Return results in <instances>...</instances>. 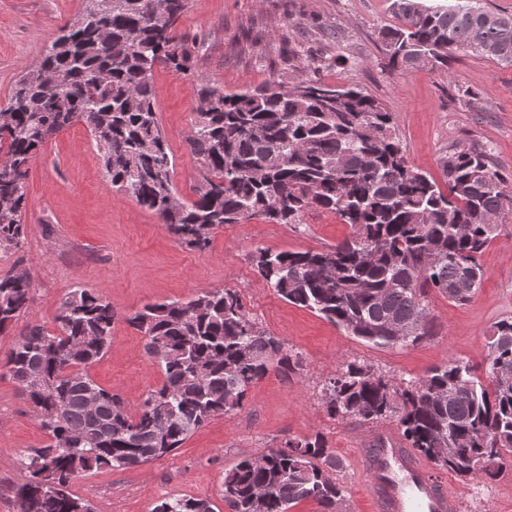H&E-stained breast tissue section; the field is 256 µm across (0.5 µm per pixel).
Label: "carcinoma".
I'll return each instance as SVG.
<instances>
[{"label": "carcinoma", "mask_w": 512, "mask_h": 512, "mask_svg": "<svg viewBox=\"0 0 512 512\" xmlns=\"http://www.w3.org/2000/svg\"><path fill=\"white\" fill-rule=\"evenodd\" d=\"M162 17L145 19V0H88L84 23L45 46L0 107V251L22 247V212L30 164L54 134L83 124L101 153L113 189L152 211L183 245L210 246L215 230L264 218L298 224L323 209L350 225L351 236L325 250L253 256L257 274L288 302L309 309L373 347L415 345L435 336L428 296L467 302L483 278L478 256L496 238L483 217L505 209L506 180L486 152L467 149L440 161L444 184L411 169L393 115L363 91L300 78L301 90L267 85L212 98L199 89L187 135L202 164L198 198L178 208L173 156L155 106L152 72L188 69L195 45L175 33L186 0H159ZM400 24L381 32L389 65L419 55L448 65V52L472 51L512 64V16L483 24L470 4L394 0ZM57 74L61 82L47 83ZM469 280L471 288L453 292ZM32 283L0 277V333L30 306ZM115 312L100 292L81 286L61 301L56 329L29 325L0 358L36 410L48 442L17 458L26 481L22 512H93L70 490L75 476L127 469L162 458L209 420L242 408L268 374L283 379L303 361L288 343L252 319L238 291L205 289L188 302L147 304L127 318L146 337L162 383L128 407L86 367L107 353ZM420 324L398 340L393 327ZM101 397L87 410L89 392ZM331 417L397 421L407 444L460 477L497 476L512 457V321L495 325L485 375L458 361L400 382L350 362L323 388ZM333 453L316 433L289 437L261 458L224 471L230 512H290L311 500L331 508L344 488L330 475ZM153 512H213L199 498H169Z\"/></svg>", "instance_id": "cac0c4a2"}]
</instances>
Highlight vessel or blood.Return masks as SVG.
Returning a JSON list of instances; mask_svg holds the SVG:
<instances>
[{
    "mask_svg": "<svg viewBox=\"0 0 512 512\" xmlns=\"http://www.w3.org/2000/svg\"><path fill=\"white\" fill-rule=\"evenodd\" d=\"M371 512H461L447 481L392 428L371 430L355 451Z\"/></svg>",
    "mask_w": 512,
    "mask_h": 512,
    "instance_id": "1",
    "label": "vessel or blood"
}]
</instances>
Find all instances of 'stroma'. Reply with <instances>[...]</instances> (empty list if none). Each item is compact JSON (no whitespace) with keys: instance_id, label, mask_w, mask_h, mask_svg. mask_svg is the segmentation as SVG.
<instances>
[{"instance_id":"obj_1","label":"stroma","mask_w":512,"mask_h":512,"mask_svg":"<svg viewBox=\"0 0 512 512\" xmlns=\"http://www.w3.org/2000/svg\"><path fill=\"white\" fill-rule=\"evenodd\" d=\"M86 0H0V105L26 66L72 22ZM394 0H188L176 24L196 49L189 69L153 70L160 127L175 158L171 178L186 200L197 198L200 163L187 135L202 80L236 93L271 83L317 77L353 86L392 113L412 169L441 179L442 156L485 149L512 194V65L457 52L447 66L394 70L380 32L398 25ZM20 250L0 252V277L35 269L29 309L0 334V357L29 325L55 329L60 301L76 286L101 292L117 316L105 357L88 372L106 390L137 406L161 382L145 338L127 322L145 304L186 301L197 292L233 288L248 314L287 342L303 360L288 380L268 375L253 385L242 409L196 430L170 454L129 469L102 468L76 477L72 490L95 512H152L171 497L224 503V471L291 436L325 435L336 457L332 475L344 488L334 512H367L350 458L369 424L330 417L323 404L329 378L350 362L402 380H416L451 360L484 366L497 322L512 320V210L482 253L484 276L466 304L429 297L436 334L416 345L373 348L334 323L289 303L256 273L257 248L319 250L349 237L350 225L325 210L301 223L255 218L215 231L210 247L191 250L131 197L113 191L102 158L80 124L50 137L34 157L23 211ZM32 407L9 375H0V512H17L25 480L17 457L45 444ZM462 512H512V458L494 479L449 475Z\"/></svg>"}]
</instances>
